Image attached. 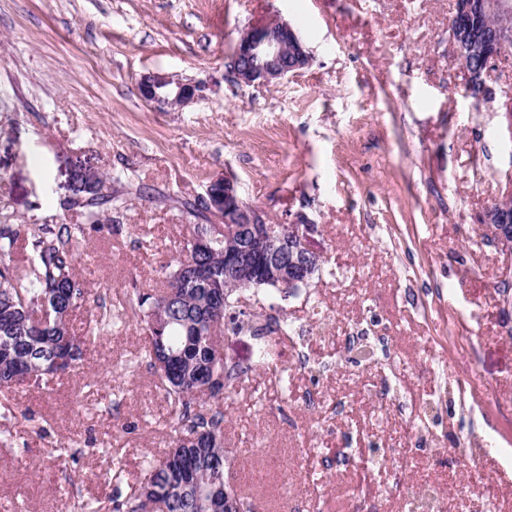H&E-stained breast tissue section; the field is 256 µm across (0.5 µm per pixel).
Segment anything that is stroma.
Here are the masks:
<instances>
[{
  "mask_svg": "<svg viewBox=\"0 0 512 512\" xmlns=\"http://www.w3.org/2000/svg\"><path fill=\"white\" fill-rule=\"evenodd\" d=\"M454 0H0V228L31 244L43 224H81L78 165L123 201L116 231L86 232L76 272L116 306L160 287L210 181L234 179L265 223L306 221L323 264L293 296L243 292L287 318L297 351L257 366L256 336L224 331L246 372L221 395L228 477L253 512H407L436 490L446 512H512V306L506 257L481 223L507 193L512 61L475 101L448 41ZM278 17L312 60L269 86L226 67L245 26ZM160 71L205 84L161 112L137 81ZM371 337L377 365L345 346ZM129 320L82 366L0 389V507L75 512L108 501L163 458L171 420ZM485 447L477 468L460 444ZM389 451L374 471L322 457Z\"/></svg>",
  "mask_w": 512,
  "mask_h": 512,
  "instance_id": "stroma-1",
  "label": "stroma"
}]
</instances>
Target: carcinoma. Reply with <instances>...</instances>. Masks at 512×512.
Instances as JSON below:
<instances>
[{
  "mask_svg": "<svg viewBox=\"0 0 512 512\" xmlns=\"http://www.w3.org/2000/svg\"><path fill=\"white\" fill-rule=\"evenodd\" d=\"M72 205L87 209V225L102 227L100 207L118 200L91 186L77 188ZM85 225V226H87ZM82 224H42L32 252L21 262L13 258L16 235L0 230V388L38 382L58 374L51 362L68 348L74 362L95 338L117 325L127 313L105 314L87 335L76 334L69 317L86 301L74 271ZM214 233L210 224H192L179 261L166 277V288L152 296L140 294L130 304L132 315L149 333V367L156 375L175 421L174 446L126 495L112 496V512H218L224 495L236 503L234 512H250L234 487L216 483L209 492L210 460L228 461L224 448V410L199 396L217 398L232 388L243 370L225 361L213 336L224 327L240 331L249 314L237 308L235 295L245 289L242 278L224 280V243L205 250L198 239Z\"/></svg>",
  "mask_w": 512,
  "mask_h": 512,
  "instance_id": "obj_1",
  "label": "carcinoma"
}]
</instances>
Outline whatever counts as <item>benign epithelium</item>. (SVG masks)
Instances as JSON below:
<instances>
[{
    "label": "benign epithelium",
    "instance_id": "1",
    "mask_svg": "<svg viewBox=\"0 0 512 512\" xmlns=\"http://www.w3.org/2000/svg\"><path fill=\"white\" fill-rule=\"evenodd\" d=\"M455 25L450 40L460 69L467 77L468 93L477 101L491 100L490 73L512 44V0H456ZM311 56L298 32L286 21L271 20L245 27L236 41L228 69L239 84L270 85L309 65ZM141 98L160 111L179 110L199 98L202 86L163 72L140 77ZM209 212L224 223V238L247 231L242 245L224 249V279L247 270L256 285L282 284L289 292L307 284L311 268L304 261L318 256L309 239L313 224H296L274 231L262 224L259 213L245 204L236 183L228 176L216 178L206 189ZM482 223L492 225L500 249L512 255V194L488 208Z\"/></svg>",
    "mask_w": 512,
    "mask_h": 512
}]
</instances>
